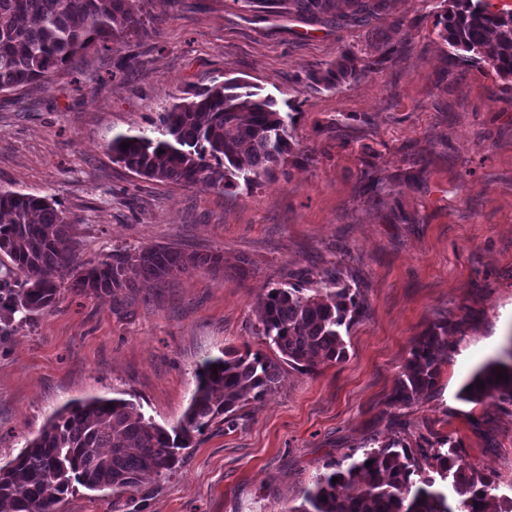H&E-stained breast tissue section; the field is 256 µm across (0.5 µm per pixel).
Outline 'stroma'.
Masks as SVG:
<instances>
[{
    "mask_svg": "<svg viewBox=\"0 0 512 512\" xmlns=\"http://www.w3.org/2000/svg\"><path fill=\"white\" fill-rule=\"evenodd\" d=\"M446 6L388 0L336 28L261 17L240 0H149L158 36L77 55L49 87L0 92V190L51 197L74 219L81 261L155 246L221 258L158 287L65 290L14 322L0 344V465L75 399L121 395L170 426L204 359L246 345L271 354L260 295L337 268L368 304L345 359L282 366L233 428L195 435L150 497L80 488L58 512H281L326 463L421 436L448 440L467 472L512 492V405L458 397L512 335V78L447 59L434 34ZM346 49L370 71L331 90L308 83ZM229 78L295 118L300 150L273 176L222 193L113 162V136L151 130L175 98ZM439 324L436 395L391 404L415 341Z\"/></svg>",
    "mask_w": 512,
    "mask_h": 512,
    "instance_id": "stroma-1",
    "label": "stroma"
}]
</instances>
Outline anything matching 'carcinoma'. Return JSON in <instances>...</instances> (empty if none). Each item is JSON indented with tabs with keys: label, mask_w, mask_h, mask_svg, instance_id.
<instances>
[{
	"label": "carcinoma",
	"mask_w": 512,
	"mask_h": 512,
	"mask_svg": "<svg viewBox=\"0 0 512 512\" xmlns=\"http://www.w3.org/2000/svg\"><path fill=\"white\" fill-rule=\"evenodd\" d=\"M265 16L294 17L310 26L359 22L380 14L386 0H346L351 12L338 14V0H240ZM144 0H0V92L33 83L47 86L53 74L80 53L110 51L129 37L157 33L149 27ZM437 16L436 35L467 52L462 60L489 63L512 77V11L492 13L483 0H450ZM369 70L353 51L312 70L307 80L334 89ZM293 116L276 108L237 80L191 93L158 114L154 135L118 134L112 160L149 180L202 191H229L270 176L293 153ZM129 148H122V144ZM0 256L10 260L6 275H22L10 285L0 279L2 322L29 318L55 306L64 280L79 295L114 294L141 283L160 285L190 268L213 266L218 256L185 254L157 246L116 256L92 267L62 247L72 220L48 196L0 191ZM257 335L275 346L272 359L250 348L224 350L196 371V387L181 419L171 429L145 416L133 401L114 397L78 400L49 418L14 460L0 467V505L7 512H57L67 495L89 491L138 489L147 497L154 481L174 471L180 451L194 433L216 423L235 425L242 402L261 400L280 380L281 363L310 372L325 361L346 357L345 335L365 314L360 290L341 270L308 290L270 288L259 299ZM448 327L429 328L413 346L395 382L394 404L408 405L436 393ZM219 368H214V365ZM507 379H497V374ZM484 388H478V383ZM492 397L512 404V355L486 363L464 385L461 398L479 403ZM371 465H366V462ZM328 472L301 492L298 506L283 512H499L498 486L466 475L458 449L427 441L414 448L391 444L365 450L362 457L326 465ZM338 481H333V478ZM461 496L455 509L448 488Z\"/></svg>",
	"instance_id": "1"
}]
</instances>
